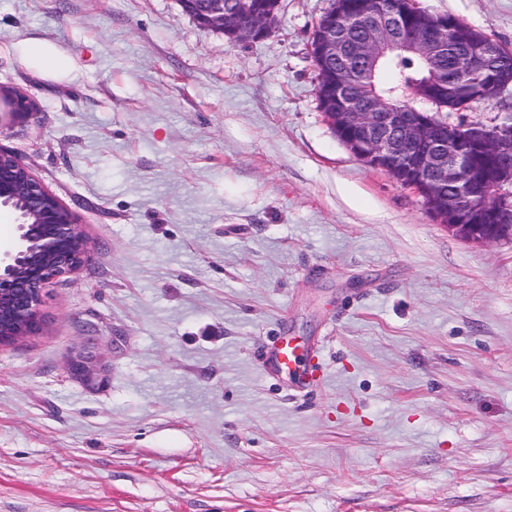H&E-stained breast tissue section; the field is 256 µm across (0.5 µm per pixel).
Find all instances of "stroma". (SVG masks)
Returning <instances> with one entry per match:
<instances>
[{
    "instance_id": "obj_1",
    "label": "stroma",
    "mask_w": 512,
    "mask_h": 512,
    "mask_svg": "<svg viewBox=\"0 0 512 512\" xmlns=\"http://www.w3.org/2000/svg\"><path fill=\"white\" fill-rule=\"evenodd\" d=\"M331 3L231 44L179 0H0V85L35 105L0 146L90 241L0 345V512H512V243L339 142ZM417 4L512 48V0ZM282 336L320 380L267 364ZM29 54L47 71H58L64 67L62 59L47 46L32 43L28 46Z\"/></svg>"
}]
</instances>
